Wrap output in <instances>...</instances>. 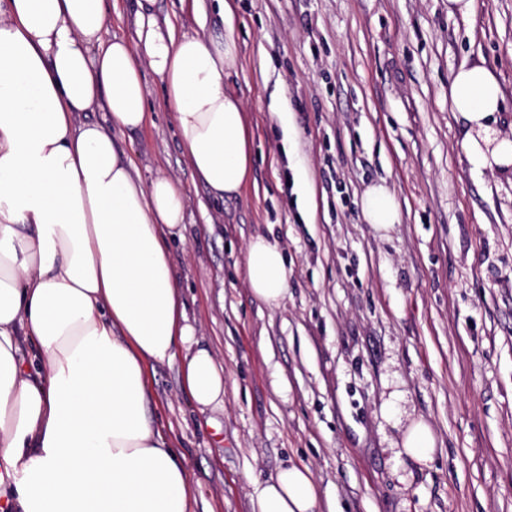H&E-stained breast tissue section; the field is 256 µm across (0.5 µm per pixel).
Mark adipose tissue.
Segmentation results:
<instances>
[{
  "instance_id": "adipose-tissue-1",
  "label": "adipose tissue",
  "mask_w": 512,
  "mask_h": 512,
  "mask_svg": "<svg viewBox=\"0 0 512 512\" xmlns=\"http://www.w3.org/2000/svg\"><path fill=\"white\" fill-rule=\"evenodd\" d=\"M154 2L141 0L135 39L106 42V0H0V501L13 512H191L188 469L148 418L146 367L181 360L196 406L224 402V367L199 346L170 260L187 195L168 175L142 181L112 132L143 127L151 71L189 165L215 198L239 195L252 150L224 87L237 43L177 33ZM448 100L485 132L502 97L470 66ZM98 102L108 125L77 122ZM361 211L379 231L400 221L382 184ZM244 275L264 304L287 299L291 270L269 238L249 240ZM319 510L295 464L253 503Z\"/></svg>"
}]
</instances>
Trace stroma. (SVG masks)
Segmentation results:
<instances>
[{"label":"stroma","instance_id":"stroma-1","mask_svg":"<svg viewBox=\"0 0 512 512\" xmlns=\"http://www.w3.org/2000/svg\"><path fill=\"white\" fill-rule=\"evenodd\" d=\"M156 0L177 32L233 31L224 84L245 105L253 164L233 198L193 174L152 75L148 120L113 132L143 180L179 179L188 205L171 260L224 407L199 410L180 362L149 369V415L171 430L193 512H252L289 463L322 512H512V166L450 109L464 66L497 78L493 129L512 138V0ZM383 183L401 221L376 231L361 197ZM265 235L291 268L277 308L244 277ZM436 436L404 454L410 425ZM402 448L412 459H426L435 448V437L431 428L423 422L412 424L404 435Z\"/></svg>","mask_w":512,"mask_h":512}]
</instances>
